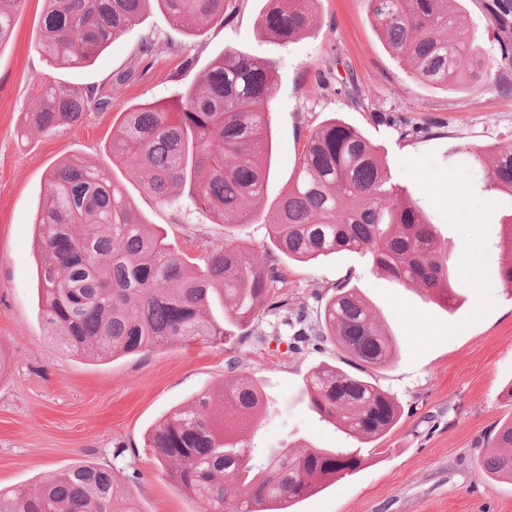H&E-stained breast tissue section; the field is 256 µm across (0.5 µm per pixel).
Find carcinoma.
Returning <instances> with one entry per match:
<instances>
[{
  "mask_svg": "<svg viewBox=\"0 0 512 512\" xmlns=\"http://www.w3.org/2000/svg\"><path fill=\"white\" fill-rule=\"evenodd\" d=\"M22 0H0V46L10 41ZM37 49L52 68H81L139 24L152 4L178 25L187 18L228 21L224 0H43ZM316 0H266L258 25L281 44L307 35ZM373 29L414 81L451 91L472 76L512 96V0H481L497 32L488 60L481 45L448 13V0H367ZM275 62L226 48L179 91L174 103L135 105L119 113L106 154L112 166L147 172L142 187L160 203L206 213L221 224H263L271 247L236 234L201 244V263L187 261L110 181L107 169L74 156L48 173L49 201L38 208L40 315L60 347L85 358L133 355L195 341L230 344L274 317L273 336L292 350L311 340L339 346L357 367L310 369L305 395L322 418L361 443L388 435L402 418L397 400L366 374L391 365L397 344L346 279L330 295L317 290L302 313L283 291L280 256L309 262L339 252L368 258L404 287L429 290L450 307L457 299L448 241L418 202L392 182L378 148L353 126L328 120L299 139L296 177L270 209L260 206L273 140L269 106ZM26 122L46 133L75 126L89 111L112 109L93 85L44 81ZM487 168L484 188L512 198V144L468 147ZM499 276L512 291V214L501 225ZM224 301L223 320L212 313ZM262 384L238 377L204 391L162 418L147 434L171 483L195 512H290L327 483L357 472L353 448H296L257 453L240 434L266 409ZM507 453L480 458L483 471L512 479V421L491 438ZM0 512H141L116 473L93 464L50 473L33 490L0 491Z\"/></svg>",
  "mask_w": 512,
  "mask_h": 512,
  "instance_id": "cac0c4a2",
  "label": "carcinoma"
}]
</instances>
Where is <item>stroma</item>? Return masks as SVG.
Returning a JSON list of instances; mask_svg holds the SVG:
<instances>
[{"instance_id":"obj_1","label":"stroma","mask_w":512,"mask_h":512,"mask_svg":"<svg viewBox=\"0 0 512 512\" xmlns=\"http://www.w3.org/2000/svg\"><path fill=\"white\" fill-rule=\"evenodd\" d=\"M263 4L226 0L228 22L181 26L154 8L90 66L53 70L35 47L42 0H24L12 39L0 47V355L7 360L0 373V489L32 488L53 471L91 462L119 473L141 512H193L194 502L172 486L144 437L196 393L230 385L231 357L242 373L265 383L269 408L253 438L256 447H352L304 395L312 366L346 367L345 353L332 343L292 352L251 337L90 361L63 352L39 316L35 217L47 173L75 155L105 161L119 112L175 99L179 87L193 84L233 46L278 67L263 207L274 206L292 182L301 133L342 120L377 146L395 182L420 199L463 279L462 301L449 311L428 290L403 287L355 253L288 262L294 301L315 289L331 293L346 279L360 290L398 344L394 364L370 375L403 413L390 434L365 449L359 471L327 484L294 512H512V480L489 478L479 465L493 430L512 420V401L502 396L512 385V292L501 283L497 247L512 200L482 191L483 176L465 152L469 145L512 142V96L470 84L447 92L412 81L371 27L366 0H316L311 31L287 45L259 29ZM448 9L483 47L493 48L495 32L481 0H450ZM147 39L155 44L148 59L139 54ZM126 70L132 78L115 84L114 75ZM324 70L334 81L354 74L368 109L345 94L315 91V76ZM45 78L96 86L111 96L112 108L55 134L26 126L35 86ZM406 126L418 127V134L401 137ZM112 177L152 229L185 256L199 257L202 240L223 239V225L211 216L159 203L126 170Z\"/></svg>"}]
</instances>
